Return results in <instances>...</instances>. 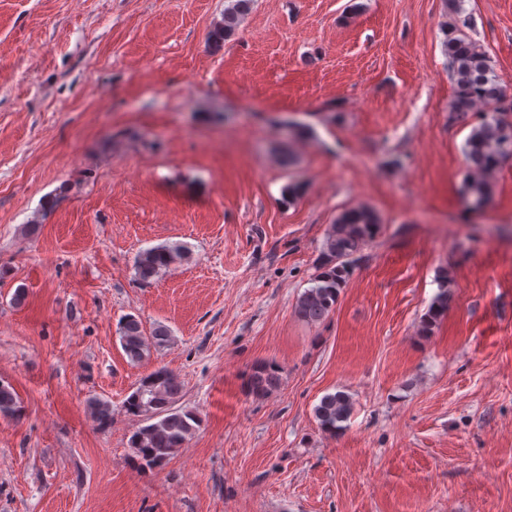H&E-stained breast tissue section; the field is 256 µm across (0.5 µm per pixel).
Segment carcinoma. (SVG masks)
Segmentation results:
<instances>
[{
    "mask_svg": "<svg viewBox=\"0 0 512 512\" xmlns=\"http://www.w3.org/2000/svg\"><path fill=\"white\" fill-rule=\"evenodd\" d=\"M254 0H230L224 7L222 19L216 22L209 41L215 48L224 46L239 30ZM450 21L442 27L443 46L448 53V69L454 80V99L451 111L464 116L482 108L479 120L472 126L464 143L467 175L463 181L469 210L487 207L494 192V178L500 163L512 154V122L501 118V112L512 110L507 105V86L503 85L489 56L471 39L466 29L471 17L464 14L462 0H445ZM381 222L369 208L353 207L341 212L330 226L318 258L317 273L312 286L299 298L296 313L311 323L326 320L334 311L341 289L352 275L361 252L379 234ZM180 247L159 245L139 253L135 260L138 280L150 283L162 271L183 258ZM448 310V277L440 281V292L423 319L421 333L427 335ZM121 346L129 359L138 361L150 346L163 347L170 340L169 329L156 325L145 333L142 322L135 316L125 317L120 326ZM280 381L279 367L273 363L255 366L247 379L249 392L264 395L275 389ZM182 391L176 374L160 368L144 377L124 402L128 414L141 419L130 437L133 457L143 469L160 468L187 441L199 425L197 414L173 408ZM88 407L100 427L111 422L109 401L93 397ZM354 409L352 397L341 390L324 395L315 407V417L321 428L336 432L347 428ZM0 415L17 417L20 406L14 390L0 384Z\"/></svg>",
    "mask_w": 512,
    "mask_h": 512,
    "instance_id": "1",
    "label": "carcinoma"
}]
</instances>
